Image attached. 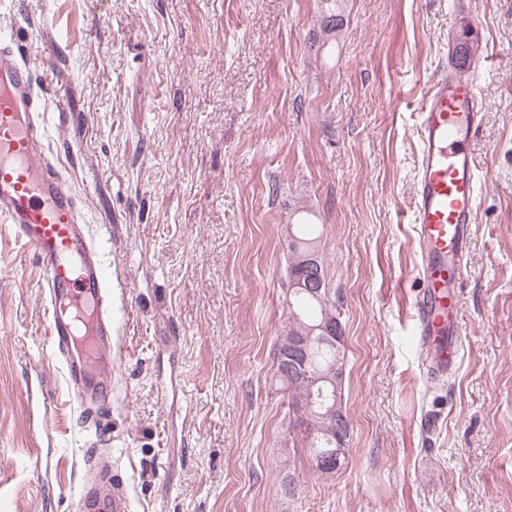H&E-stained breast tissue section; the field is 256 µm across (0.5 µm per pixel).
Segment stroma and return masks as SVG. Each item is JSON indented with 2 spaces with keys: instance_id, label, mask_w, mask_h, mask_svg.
I'll list each match as a JSON object with an SVG mask.
<instances>
[{
  "instance_id": "stroma-1",
  "label": "stroma",
  "mask_w": 512,
  "mask_h": 512,
  "mask_svg": "<svg viewBox=\"0 0 512 512\" xmlns=\"http://www.w3.org/2000/svg\"><path fill=\"white\" fill-rule=\"evenodd\" d=\"M0 0L46 153L112 267L107 433L48 345L31 247L0 223V512H77L84 459L131 512H512V0ZM468 29L485 110L456 364L422 366L416 108ZM312 211L339 302L346 458L315 471L276 375L285 226ZM294 484V495L283 494ZM345 0H320L321 8L318 17L320 31L327 40H336V32L343 27Z\"/></svg>"
}]
</instances>
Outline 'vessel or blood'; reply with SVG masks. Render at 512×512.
Instances as JSON below:
<instances>
[{
	"label": "vessel or blood",
	"mask_w": 512,
	"mask_h": 512,
	"mask_svg": "<svg viewBox=\"0 0 512 512\" xmlns=\"http://www.w3.org/2000/svg\"><path fill=\"white\" fill-rule=\"evenodd\" d=\"M481 64L449 66L428 83L417 114L418 160L410 222L420 263L414 316L426 367L446 372L460 351L463 264L476 223L479 175L469 141L484 103ZM42 100L19 48L0 43V223L30 246L50 311L49 345L84 416L105 420L112 403V271L85 223L78 195L46 155ZM112 497L83 490L78 512H128L123 480Z\"/></svg>",
	"instance_id": "vessel-or-blood-1"
}]
</instances>
